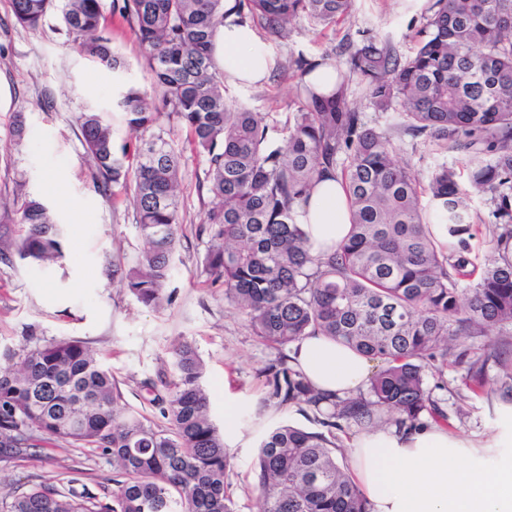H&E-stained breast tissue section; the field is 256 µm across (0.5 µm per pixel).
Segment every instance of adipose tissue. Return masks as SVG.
I'll return each instance as SVG.
<instances>
[{
    "label": "adipose tissue",
    "mask_w": 512,
    "mask_h": 512,
    "mask_svg": "<svg viewBox=\"0 0 512 512\" xmlns=\"http://www.w3.org/2000/svg\"><path fill=\"white\" fill-rule=\"evenodd\" d=\"M215 58L233 80L260 82L271 60L255 31L228 16L215 38ZM345 193L323 177L307 207L314 252L328 251L349 232ZM295 362L317 389L340 396L364 386L372 362L323 336L304 338ZM498 426L475 439L440 424L410 431L380 428L355 436L350 471L371 512H512V404L496 407Z\"/></svg>",
    "instance_id": "ef3b65f1"
}]
</instances>
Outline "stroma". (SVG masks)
Instances as JSON below:
<instances>
[{
    "instance_id": "obj_1",
    "label": "stroma",
    "mask_w": 512,
    "mask_h": 512,
    "mask_svg": "<svg viewBox=\"0 0 512 512\" xmlns=\"http://www.w3.org/2000/svg\"><path fill=\"white\" fill-rule=\"evenodd\" d=\"M430 5L431 0H359L354 13L333 30L321 32L297 20L285 40L259 31L272 62L267 80L256 85L225 80L224 96L266 113L270 126L285 129L293 110L290 91L301 80L289 61L326 57L345 68L342 45L348 39L357 44L369 38L387 41L401 54H410ZM112 31L113 45L125 62L116 71L71 50L56 16L25 28L15 24L11 0H0V203L16 209L32 197L47 201L65 237V256L52 267L0 263V352L18 348L27 338L40 343L82 340L111 368L128 408L145 410L146 382L169 372L176 342H190L206 364L203 384L216 424H225L226 406L239 411L235 423L227 424L228 489L237 512H256L251 467L262 435L283 419L305 428L313 422L293 408L254 413L265 393L258 372L275 353L252 334L225 301L222 289L210 287L200 274L206 241L197 237L196 228L209 207L208 195L198 191L205 167L201 159L187 157L182 170L184 235L167 284L171 304L145 308L113 284V261L133 259L143 241L125 195L96 192L90 179L93 161L83 148L75 116L88 108L103 111L114 144L120 147L134 139L114 105L120 87L133 83L152 100L159 91L141 63V49L128 26L117 20ZM17 112L24 113L28 126L20 142L11 133ZM390 131L420 174L443 159L456 167L462 162L457 152L445 158L435 154L425 137ZM464 375V368L454 364L445 371L448 389L441 397L448 427L483 438L496 429L495 404L507 400L501 391L503 367L488 362V384L481 395L468 391ZM112 479V466L99 452L44 438L34 455L0 458L2 497L39 483L86 488L103 496L111 493Z\"/></svg>"
}]
</instances>
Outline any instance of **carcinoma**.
Listing matches in <instances>:
<instances>
[{"label":"carcinoma","instance_id":"obj_1","mask_svg":"<svg viewBox=\"0 0 512 512\" xmlns=\"http://www.w3.org/2000/svg\"><path fill=\"white\" fill-rule=\"evenodd\" d=\"M357 0H235L240 20L278 38L305 19L333 29ZM16 23L36 28L56 15L69 45L107 69L123 62L102 0H12ZM160 92V105L125 85L118 107L132 150L113 145L102 113L77 116L94 160V188L130 196L143 248L112 280L143 306L171 303L166 284L180 245L183 153L159 125L176 120L190 151L206 164L199 188L211 198L198 234L210 286L263 344L276 351L259 375L264 406L295 408L329 431L287 422L261 438L253 464L258 512H370L336 456L338 421L359 430L447 422L434 391L447 388L448 358L467 364L469 387L485 391L489 356L460 349L466 336H512V0H434L423 39L403 56L389 42L364 40L348 73L364 84L379 116L424 136L434 150L465 153L460 171L442 162L420 179L387 131L368 125L337 91L297 86L285 144L265 113L224 98V68L213 55L224 0H111ZM344 188L350 232L330 253H312L305 218L316 179ZM489 206L494 247L471 256V228ZM63 256L62 232L45 201L0 210V263L47 267ZM320 334L380 362L367 393L340 398L316 390L290 352ZM205 363L187 342L172 351L170 373L152 384L149 405L165 423L126 408L112 372L83 342L26 343L0 354V455L21 456L45 436L101 450L118 476L110 498L44 483L0 498V512H235L227 493L229 448L210 413ZM436 383L429 384V378Z\"/></svg>","mask_w":512,"mask_h":512}]
</instances>
